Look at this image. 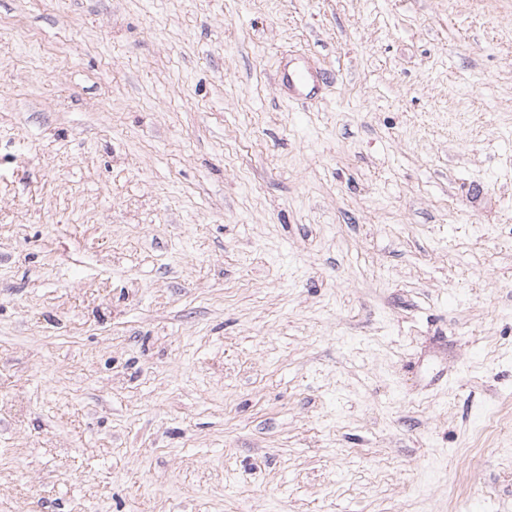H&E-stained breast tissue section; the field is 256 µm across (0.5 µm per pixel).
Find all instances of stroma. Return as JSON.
Here are the masks:
<instances>
[{"instance_id":"stroma-1","label":"stroma","mask_w":512,"mask_h":512,"mask_svg":"<svg viewBox=\"0 0 512 512\" xmlns=\"http://www.w3.org/2000/svg\"><path fill=\"white\" fill-rule=\"evenodd\" d=\"M0 512H512V0H0ZM278 84L290 91L310 95L316 89L317 77L300 61H287L277 71Z\"/></svg>"}]
</instances>
